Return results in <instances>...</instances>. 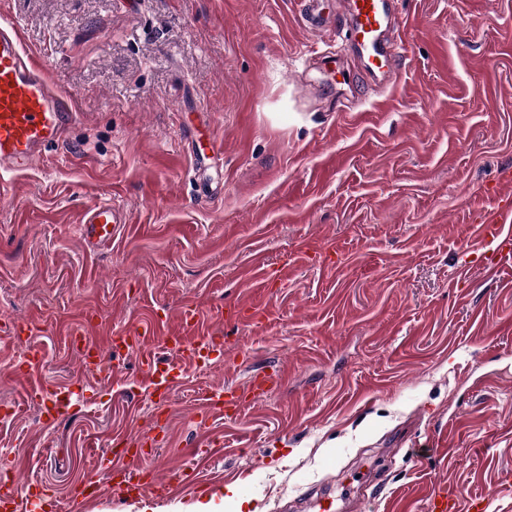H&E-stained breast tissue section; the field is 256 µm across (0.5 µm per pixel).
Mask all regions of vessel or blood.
Instances as JSON below:
<instances>
[{
	"mask_svg": "<svg viewBox=\"0 0 512 512\" xmlns=\"http://www.w3.org/2000/svg\"><path fill=\"white\" fill-rule=\"evenodd\" d=\"M351 23L348 40L357 46L365 70L371 74H397L398 65L407 49L403 43H388L383 33L388 26L406 27L408 19L392 14L387 0H339ZM73 96L57 91L49 82L44 69L25 47L18 27L0 22V169L17 171L32 166L50 148L59 143L75 118ZM120 208L107 203L90 206L80 225L87 244L98 245L111 240L117 225L125 223ZM479 245L462 256L459 272L481 265L492 272L512 269V197L503 196L480 212L475 220ZM12 340L24 354L28 369L41 362V351L32 345L29 323L16 322L10 328ZM77 351L82 369L90 373L105 363L106 355L118 356L136 351L142 378L149 381L153 396L169 399L172 387L183 376V365L198 368L211 365L224 357V338L205 335L198 338L169 336L168 349L177 361L161 365L157 356L142 347L140 336L125 333L112 337L108 349H101L82 333L70 338ZM277 383L275 376L257 372L241 386L227 385L205 393L203 410L210 418L240 415L246 406L268 396ZM81 385L51 388L36 381L24 391L26 402H39L46 424L58 423L72 406ZM126 449L113 447L95 453L97 472L112 476L113 488L126 503H135L145 489L142 471L125 466ZM35 485L9 484L0 488V512H31ZM490 501L482 495L460 498L448 489L431 491L427 497L428 512H489Z\"/></svg>",
	"mask_w": 512,
	"mask_h": 512,
	"instance_id": "1",
	"label": "vessel or blood"
}]
</instances>
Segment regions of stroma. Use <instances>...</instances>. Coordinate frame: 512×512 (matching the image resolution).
<instances>
[{
    "mask_svg": "<svg viewBox=\"0 0 512 512\" xmlns=\"http://www.w3.org/2000/svg\"><path fill=\"white\" fill-rule=\"evenodd\" d=\"M408 16L395 84L376 85L341 41L328 84L302 0H0L53 87L76 94L58 148L0 187V453L17 479L62 500L96 478L85 512H138L97 475L94 451L166 421L140 459L156 512H188L238 484L259 512L337 500L359 472L384 485L367 512H426L439 485L512 512V274L459 256L512 169V0H390ZM200 167H193V158ZM122 209L112 244L88 249L87 207ZM279 275L261 282L263 266ZM220 332L224 358L186 368L157 404L135 355L82 374L69 345L129 327ZM260 311L230 323L222 308ZM35 327L43 363L16 368L6 331ZM282 387L213 421L219 453L194 457L199 400L256 371ZM82 380L86 399L53 427L29 378ZM183 495L164 492L177 470Z\"/></svg>",
    "mask_w": 512,
    "mask_h": 512,
    "instance_id": "obj_1",
    "label": "stroma"
}]
</instances>
